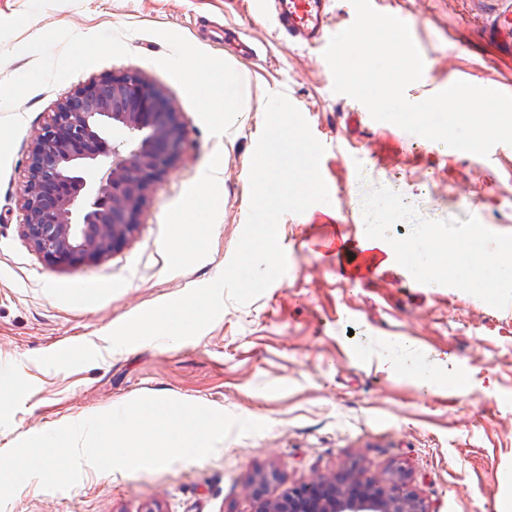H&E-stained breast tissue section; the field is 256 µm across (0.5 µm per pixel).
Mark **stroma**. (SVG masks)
<instances>
[{"instance_id": "obj_1", "label": "stroma", "mask_w": 512, "mask_h": 512, "mask_svg": "<svg viewBox=\"0 0 512 512\" xmlns=\"http://www.w3.org/2000/svg\"><path fill=\"white\" fill-rule=\"evenodd\" d=\"M464 0H399L429 63L432 92L456 69L472 84L512 94V53L487 40ZM56 27L80 35L127 29L129 56L92 65L28 93L21 131L0 174V380L19 385L0 410V448L69 419L150 395L265 423L231 434L201 460L89 476L71 489H19L1 512H255L244 486L277 469L276 494L355 461L370 471L404 466L430 512H498L512 498V306L497 309L461 290L416 282L398 263L346 273L337 240L355 242L364 199L399 193L428 220L475 216L512 234V146L482 157L369 122L362 103L335 93L323 46L280 31L261 0H0V81L35 62L20 47ZM244 71L247 109L232 129L209 133L182 87L157 64L170 48L156 29ZM256 56L239 54V42ZM134 68L164 95L186 128L183 151L156 184L134 235L96 261L51 265L22 237L19 187L36 132L61 93ZM281 93L324 145L320 171L330 210L310 206L278 227L287 271L252 302L227 303L198 336L111 348L131 317L214 280L231 260L249 213V172L268 95ZM211 197L205 249L176 264L171 245L191 191ZM468 197H458L461 188ZM413 344L440 365L425 388L379 369L378 339Z\"/></svg>"}]
</instances>
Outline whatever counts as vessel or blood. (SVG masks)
<instances>
[{"label":"vessel or blood","mask_w":512,"mask_h":512,"mask_svg":"<svg viewBox=\"0 0 512 512\" xmlns=\"http://www.w3.org/2000/svg\"><path fill=\"white\" fill-rule=\"evenodd\" d=\"M279 29L307 45L321 44L331 27L329 0H273ZM471 21L512 51V0H472Z\"/></svg>","instance_id":"obj_1"}]
</instances>
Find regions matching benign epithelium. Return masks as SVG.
I'll return each instance as SVG.
<instances>
[{"label":"benign epithelium","mask_w":512,"mask_h":512,"mask_svg":"<svg viewBox=\"0 0 512 512\" xmlns=\"http://www.w3.org/2000/svg\"><path fill=\"white\" fill-rule=\"evenodd\" d=\"M108 127L127 138L109 143L101 136ZM184 142L178 114L135 69L62 93L35 134L19 188L22 236L51 264L108 256L135 232ZM88 165L102 172L91 182L82 175ZM277 478L272 469L246 483L256 512H430L402 465L368 473L347 462L272 494Z\"/></svg>","instance_id":"benign-epithelium-1"}]
</instances>
